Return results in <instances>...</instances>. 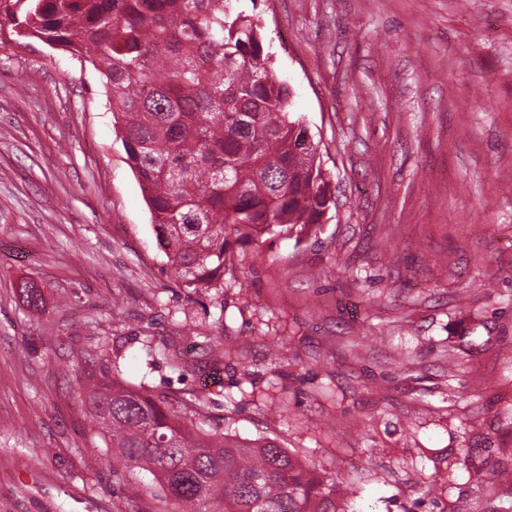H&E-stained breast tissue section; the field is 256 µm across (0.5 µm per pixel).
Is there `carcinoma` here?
<instances>
[{
  "mask_svg": "<svg viewBox=\"0 0 512 512\" xmlns=\"http://www.w3.org/2000/svg\"><path fill=\"white\" fill-rule=\"evenodd\" d=\"M3 26L98 71L182 287L218 286L230 238L307 233L334 203L260 27L235 0H0ZM87 401L124 464L189 512L210 500L224 512H347L340 485L274 440L202 435L114 381Z\"/></svg>",
  "mask_w": 512,
  "mask_h": 512,
  "instance_id": "cac0c4a2",
  "label": "carcinoma"
}]
</instances>
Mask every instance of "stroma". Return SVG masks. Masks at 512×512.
<instances>
[{"instance_id": "1", "label": "stroma", "mask_w": 512, "mask_h": 512, "mask_svg": "<svg viewBox=\"0 0 512 512\" xmlns=\"http://www.w3.org/2000/svg\"><path fill=\"white\" fill-rule=\"evenodd\" d=\"M241 7L335 203L207 291L170 279L92 64L0 39V512H183L94 419L107 375L352 512H512V0Z\"/></svg>"}]
</instances>
